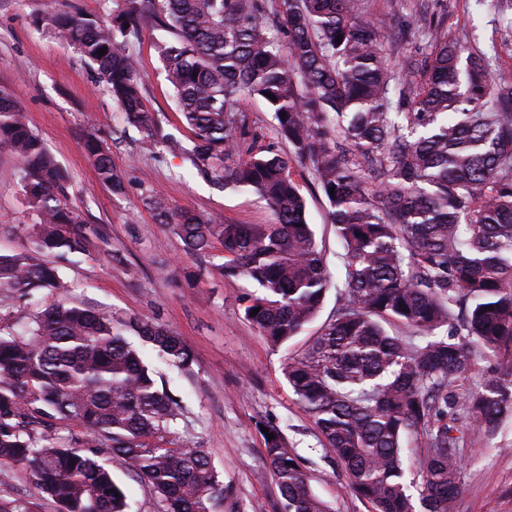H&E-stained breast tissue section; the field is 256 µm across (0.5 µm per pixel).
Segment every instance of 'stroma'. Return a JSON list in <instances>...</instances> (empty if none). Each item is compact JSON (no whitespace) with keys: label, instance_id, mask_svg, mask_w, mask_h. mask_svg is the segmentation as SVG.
I'll use <instances>...</instances> for the list:
<instances>
[{"label":"stroma","instance_id":"35a3bbf8","mask_svg":"<svg viewBox=\"0 0 512 512\" xmlns=\"http://www.w3.org/2000/svg\"><path fill=\"white\" fill-rule=\"evenodd\" d=\"M103 13V0H0V88L13 89L29 127L45 142L69 176V202L96 224L91 255L63 269L74 303H92L121 314L163 324L180 336L193 354L189 368L159 360L151 365L170 392L183 399L185 416L168 437L172 446L207 450L225 492L212 512H277L279 493L265 458L259 423L279 428L288 451L297 456L314 494L333 512H369L347 490L339 462L327 456L311 415L297 403L283 374L288 358L301 355L310 339L334 314L344 279L343 247L327 218L322 194L310 183L307 168L293 176L307 201V221L325 252L334 283L317 318L287 345H269L243 318L245 298L255 287L247 280L220 275L223 247L195 260L185 254L172 226L156 223L145 206L147 190L162 192L175 208H189L226 223L269 224L273 214L247 191H219L191 178L180 158L145 155L139 132L128 126L96 73L70 47L59 43L39 18L70 4ZM369 16L394 21L402 33L394 58L410 76L430 51L429 35L445 17L450 36L495 59L494 74L512 78V27L504 26L493 0H364ZM162 31H147L133 45L143 75V95L163 132L186 136L174 91L156 50ZM112 148V162L122 171L125 191L116 196L101 186L83 149L88 122ZM19 180L18 162L0 153V249L27 243L22 227L34 223ZM462 488L456 512H512V416L494 438L473 433L463 450ZM0 497L23 498L35 512H57L15 466L0 474Z\"/></svg>","mask_w":512,"mask_h":512}]
</instances>
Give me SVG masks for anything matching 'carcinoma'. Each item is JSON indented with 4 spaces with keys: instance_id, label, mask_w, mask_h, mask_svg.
<instances>
[{
    "instance_id": "1",
    "label": "carcinoma",
    "mask_w": 512,
    "mask_h": 512,
    "mask_svg": "<svg viewBox=\"0 0 512 512\" xmlns=\"http://www.w3.org/2000/svg\"><path fill=\"white\" fill-rule=\"evenodd\" d=\"M110 2L104 17L74 7L42 22L93 67L144 152L179 156L218 189L252 192L274 222L225 224L173 210L153 190L145 204L185 254L224 247L229 261L216 271L261 290L244 318L282 346L316 319L331 288L293 179L294 165L306 166L343 245L345 279L336 312L288 359V385L370 512H455L464 426L490 439L512 414V82L439 24L415 85L388 53L395 35L364 16L361 0ZM155 29L170 35L157 51L186 141L163 133L143 103L131 46ZM245 96L274 113L287 153L250 147L240 157ZM83 147L99 183L122 193L108 141L92 128ZM0 151L18 159L36 216L24 226L28 246L0 252V296L61 294L59 264L90 255L99 230L68 204L65 172L9 89H0ZM444 327L452 331L439 334ZM478 348L506 369L459 391ZM149 352L178 368L192 362L163 325L88 303L58 299L20 328L0 325V471L25 466L59 512H131L116 467L148 483L157 512H211L219 481L206 450L160 445L185 406L158 383ZM267 429L280 512H331L281 431ZM410 437L424 443L418 484L403 461Z\"/></svg>"
}]
</instances>
